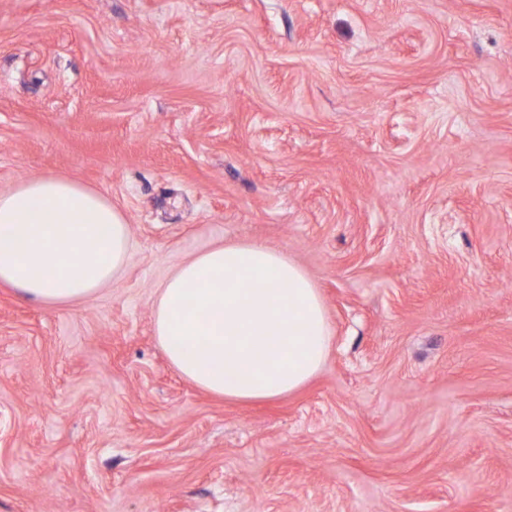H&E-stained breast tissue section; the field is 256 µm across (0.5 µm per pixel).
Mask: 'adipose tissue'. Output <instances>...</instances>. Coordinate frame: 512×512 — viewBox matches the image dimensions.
Returning <instances> with one entry per match:
<instances>
[{"label":"adipose tissue","mask_w":512,"mask_h":512,"mask_svg":"<svg viewBox=\"0 0 512 512\" xmlns=\"http://www.w3.org/2000/svg\"><path fill=\"white\" fill-rule=\"evenodd\" d=\"M130 231L121 209L66 177L43 174L0 193V284L23 298L68 305L123 269ZM157 339L172 367L238 402L295 392L320 370L332 331L312 277L256 242L216 245L160 286Z\"/></svg>","instance_id":"obj_1"}]
</instances>
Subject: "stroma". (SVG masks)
I'll use <instances>...</instances> for the list:
<instances>
[{"label":"stroma","mask_w":512,"mask_h":512,"mask_svg":"<svg viewBox=\"0 0 512 512\" xmlns=\"http://www.w3.org/2000/svg\"><path fill=\"white\" fill-rule=\"evenodd\" d=\"M44 173L131 247L75 304L0 286V512H512V0H0V193ZM251 241L333 335L245 404L154 303Z\"/></svg>","instance_id":"35a3bbf8"}]
</instances>
